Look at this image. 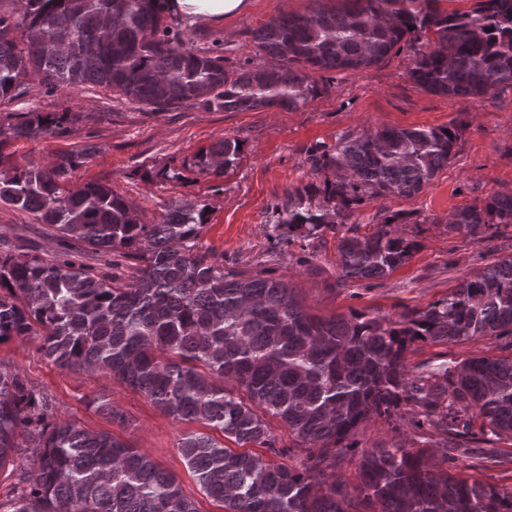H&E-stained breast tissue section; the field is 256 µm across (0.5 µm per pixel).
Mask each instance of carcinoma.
<instances>
[{
    "label": "carcinoma",
    "instance_id": "cac0c4a2",
    "mask_svg": "<svg viewBox=\"0 0 512 512\" xmlns=\"http://www.w3.org/2000/svg\"><path fill=\"white\" fill-rule=\"evenodd\" d=\"M442 2L311 0L307 12L275 15L251 31L255 55L269 62L230 71L224 56L171 35L158 0H21L22 13L0 12V101L33 77L106 87L154 110L295 111L321 94L314 74L364 70L404 48L410 80L434 95L476 98L512 87V0H472L467 10ZM50 131L37 116L0 124V136L15 139ZM456 141L450 126L344 133L308 154L311 171L334 169L336 182L287 188L274 207L276 227L314 238L351 223L366 200L411 196L448 165ZM238 145L234 137L214 145L200 172L223 174ZM85 160L0 172V201L34 213L59 239L134 264L117 278L76 259L1 252L0 345L39 336L58 367L109 374L173 419L240 445L204 432L178 443L201 491L224 512H512V487L439 474L419 448L365 450L359 483L336 479L354 456L345 441L369 419H399L407 407L416 410L414 427L446 435V462L468 455L478 434L512 437V358L415 370L405 360L417 340L512 338V256L396 320L367 311L319 317L288 282L244 277L198 252L199 202L143 224L103 185L69 188ZM395 223L341 238L337 284L383 280L412 256L415 243ZM447 223L489 240L492 229L512 226V192L457 209ZM93 404L129 422L106 398ZM271 418L288 428V444ZM292 456L300 465L279 462ZM13 463L16 495L0 502L4 512H199L173 473L111 434L55 418L47 396L0 361V469Z\"/></svg>",
    "mask_w": 512,
    "mask_h": 512
}]
</instances>
